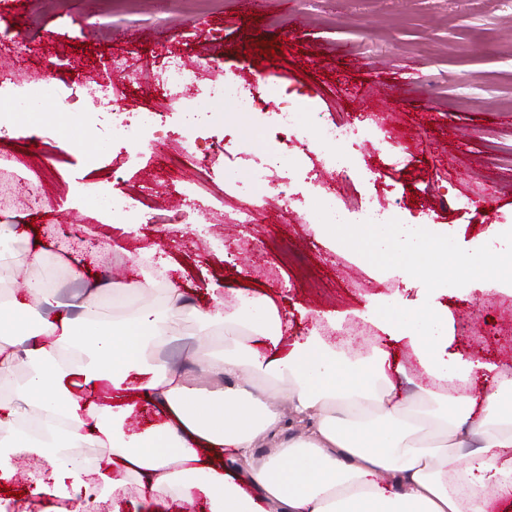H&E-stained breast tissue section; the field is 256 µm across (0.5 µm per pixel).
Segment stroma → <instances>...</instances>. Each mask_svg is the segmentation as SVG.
<instances>
[{
  "label": "stroma",
  "instance_id": "stroma-1",
  "mask_svg": "<svg viewBox=\"0 0 512 512\" xmlns=\"http://www.w3.org/2000/svg\"><path fill=\"white\" fill-rule=\"evenodd\" d=\"M190 9L188 0H172L165 11L158 0H0V25L22 32L25 48L24 63L6 54L0 69L41 88L40 112L59 113L75 139L69 151L39 136L0 144V196L26 184L41 198L36 207L20 201L0 208V221L14 232L10 262L17 276L9 292H21L26 280L38 277L26 262L36 246L46 254L48 284L59 301L86 290V281L71 275L66 253L43 235L52 224L105 242L85 273L117 272L125 284L148 277L151 266L164 269L190 300L180 309V326L193 355L220 354L193 314L209 307L216 292L230 305L243 296L265 297L286 314L288 332L278 351L315 323L328 336L327 321L336 317L353 339L343 353L369 355L381 331L362 312L373 302L417 304L422 284L380 272L319 236L300 212L286 211L281 198L252 181L251 163L279 144L266 122L276 104L268 85L300 99L304 111L374 131L345 147L346 169H322L314 180L285 163L269 171L270 182L289 183L291 192L312 202L328 186L342 202L397 199L402 223L442 224L463 249L480 247L490 224L512 225V0H222L187 41L182 31ZM263 41L277 47V56L254 52L253 43ZM162 50L193 62L196 94L182 104L163 101L154 69L144 63L135 76L117 73L112 87L120 105L162 104L170 118L159 132L137 140L112 139L107 116L82 96V82L100 75L112 57ZM58 56L69 57L68 68L54 67ZM260 78L266 84L243 117H215L207 129L214 142L231 136L237 154L203 150L182 169L170 165L189 110L211 111L238 81ZM201 164L211 168L222 198L178 206L176 187L192 182ZM116 171L131 206H138L141 188L150 190L144 222L128 231L102 223L100 206L66 202L68 187L106 182ZM243 207L253 209L255 223H236ZM198 210L208 221L186 239V222ZM435 303L448 320V354L512 372V292L488 281L469 296L441 290ZM475 306L482 327L461 336L456 316ZM387 349L401 395L429 389L456 396L484 387L480 372L465 385L433 382L408 339L388 341ZM15 467L7 490H0V502L12 504L13 512H74L73 501L30 494L35 476L27 459H16Z\"/></svg>",
  "mask_w": 512,
  "mask_h": 512
}]
</instances>
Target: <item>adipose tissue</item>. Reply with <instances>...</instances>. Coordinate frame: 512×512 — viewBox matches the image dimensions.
<instances>
[{
	"instance_id": "ef3b65f1",
	"label": "adipose tissue",
	"mask_w": 512,
	"mask_h": 512,
	"mask_svg": "<svg viewBox=\"0 0 512 512\" xmlns=\"http://www.w3.org/2000/svg\"><path fill=\"white\" fill-rule=\"evenodd\" d=\"M152 289L155 302L104 321L105 304ZM182 296L149 280L119 292L101 285L73 314L37 279L24 298L0 303V480L12 457L40 456L53 480L36 494L80 501L82 512L93 491L176 512H490L491 485L512 503L511 377L496 375L480 397L434 395L424 409L396 393L385 350L353 362L312 334L270 356L259 342L284 335L275 306L243 300L229 310L219 298L197 317L224 356L201 358L191 377L147 357L178 336L172 305ZM41 308L53 318L27 329ZM76 375L90 390L105 378L119 392L136 385L160 422L127 432L134 405L75 396ZM257 376L272 388L253 389ZM266 436L273 448L262 454ZM88 447L102 456L70 465Z\"/></svg>"
}]
</instances>
